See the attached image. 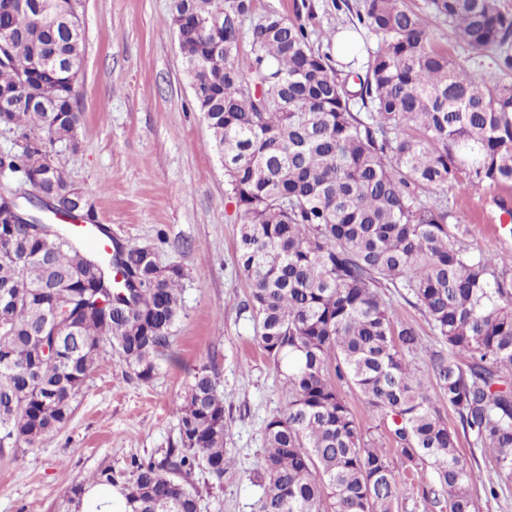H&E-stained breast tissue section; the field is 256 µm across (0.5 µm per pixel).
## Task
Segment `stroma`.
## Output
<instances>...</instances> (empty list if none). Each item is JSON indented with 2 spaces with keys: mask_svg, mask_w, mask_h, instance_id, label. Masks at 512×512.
<instances>
[{
  "mask_svg": "<svg viewBox=\"0 0 512 512\" xmlns=\"http://www.w3.org/2000/svg\"><path fill=\"white\" fill-rule=\"evenodd\" d=\"M364 0H255L256 16L278 13L306 24L312 45L333 53L339 31H357L356 69L381 44L360 26ZM172 0H82L85 53L78 80L81 122L76 143L52 148L68 182L94 205L114 242L151 247L161 266L183 269V311L172 344L155 360L150 381L104 355L74 403L68 424L40 451L0 455V512H69L70 485L102 469L126 471L132 458H161L178 437L173 408L203 364L214 363L224 394L225 445L236 465L223 483L195 471L190 484L200 512H255L261 490L266 420L287 396L258 345L246 308L249 287L237 264L240 212L228 191L207 121L193 104L190 80L168 22ZM512 187L474 184L447 191L448 209L470 230L469 243L495 254L512 274V217L498 208ZM386 298L415 325L422 348L413 371L427 372V353L443 344L419 308L396 290ZM472 469L478 512H512V478L499 499L486 498L489 467L481 449L460 438Z\"/></svg>",
  "mask_w": 512,
  "mask_h": 512,
  "instance_id": "stroma-1",
  "label": "stroma"
}]
</instances>
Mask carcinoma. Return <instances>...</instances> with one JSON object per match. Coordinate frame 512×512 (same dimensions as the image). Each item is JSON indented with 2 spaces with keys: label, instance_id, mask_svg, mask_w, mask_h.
<instances>
[{
  "label": "carcinoma",
  "instance_id": "carcinoma-1",
  "mask_svg": "<svg viewBox=\"0 0 512 512\" xmlns=\"http://www.w3.org/2000/svg\"><path fill=\"white\" fill-rule=\"evenodd\" d=\"M431 13L471 52L499 49L512 71V16L498 0H427ZM254 0H173L195 107L224 156L242 217L238 266L259 346L288 393L264 426L256 512H394L413 485L395 474L390 449L366 439L341 397L345 383L371 418L391 422L404 471L428 466L448 512H478L458 432L433 406L409 357L422 348L385 289L415 300L448 352L431 356L437 384L464 436L512 474V280L494 255L466 242L438 188L512 185V82L487 81L469 60L433 44L404 0H365L358 22L381 45L356 89L303 23L268 13L249 28ZM228 33L215 44L210 28ZM81 19L70 0H0V110L26 140L0 154L10 172L42 173L30 132L77 129ZM250 43L239 63L243 39ZM27 75L36 102L13 94ZM46 190L68 189L61 169ZM139 274L116 284L112 268ZM184 272L161 267L146 246L121 245L100 263L67 236L0 227V451L39 447L72 413L100 355L111 354L143 382L170 345L182 310ZM69 316L45 324L54 306ZM178 439L158 459L130 461L127 512H199L187 479L199 469L220 483L234 466L224 447V394L202 365L175 404ZM114 485L104 469L73 484Z\"/></svg>",
  "mask_w": 512,
  "mask_h": 512
}]
</instances>
